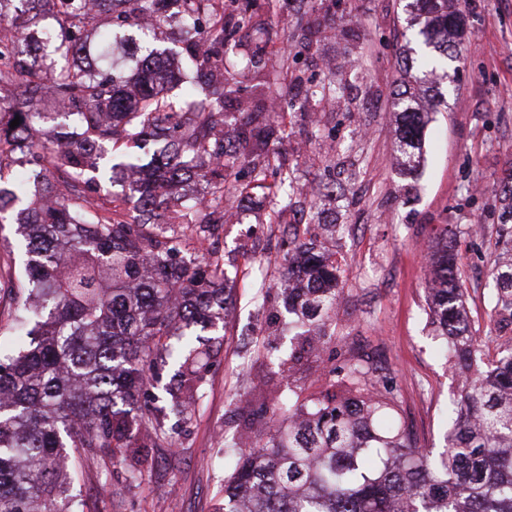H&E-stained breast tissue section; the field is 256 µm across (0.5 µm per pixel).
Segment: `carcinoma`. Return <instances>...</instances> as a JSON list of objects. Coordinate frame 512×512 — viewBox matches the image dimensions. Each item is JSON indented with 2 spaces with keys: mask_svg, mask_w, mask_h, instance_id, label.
<instances>
[{
  "mask_svg": "<svg viewBox=\"0 0 512 512\" xmlns=\"http://www.w3.org/2000/svg\"><path fill=\"white\" fill-rule=\"evenodd\" d=\"M461 0H406L407 47L393 110L404 176L422 158L424 112L407 86L427 76L464 38ZM109 5L98 47L83 33ZM178 5L184 27L204 16L209 43L187 49L185 67L207 78L224 65V12L216 0H0V89L17 93L0 109V223L19 225L22 277L0 286L20 299L18 327L29 342L0 347V512H78L70 459L85 448L124 459L142 431L166 438L165 410L187 412L211 346L201 332L224 326L231 301L224 260L197 251L224 225L232 197L224 169L238 159L224 140V86L190 112L159 89L153 58L130 73L96 69L121 30L145 15L164 23ZM44 49L53 64L42 66ZM25 100L62 103L30 112ZM20 117L19 125L10 122ZM121 151L107 169L98 160ZM138 174L133 210L96 200L101 183ZM209 183L218 203L185 202L183 183ZM288 172L267 161L251 188L269 198ZM500 226L512 224V172L504 179ZM288 335L312 349L326 343L340 298L334 224H290ZM430 318L441 355L461 386L448 402L446 447L419 444L394 395L353 350L318 390L276 398L282 421L248 446L224 442L231 469L222 512H512V238L494 259V330L477 336L466 308L453 240L432 252ZM176 366L178 386L151 392L158 368Z\"/></svg>",
  "mask_w": 512,
  "mask_h": 512,
  "instance_id": "cac0c4a2",
  "label": "carcinoma"
}]
</instances>
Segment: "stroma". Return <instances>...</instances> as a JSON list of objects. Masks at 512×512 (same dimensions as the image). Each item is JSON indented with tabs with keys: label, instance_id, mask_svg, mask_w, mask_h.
Returning a JSON list of instances; mask_svg holds the SVG:
<instances>
[{
	"label": "stroma",
	"instance_id": "obj_1",
	"mask_svg": "<svg viewBox=\"0 0 512 512\" xmlns=\"http://www.w3.org/2000/svg\"><path fill=\"white\" fill-rule=\"evenodd\" d=\"M223 2L225 22L242 10L251 17L224 48V126L244 135V157L256 134L269 133L265 150L293 186L272 201L246 190V166L228 170L243 218L225 223L215 247L235 293L198 398L187 415L167 417V441L137 438L118 464L101 452L77 457L82 512H218L225 437L267 433L276 415L255 416L260 402L276 389H311L332 366L330 343L282 367L288 341L265 332L287 273L285 224L270 223L271 211H283L285 223L315 215L336 225L345 298L329 334L345 337L393 386L422 445L442 446L459 388L425 312L427 251L442 227L457 233L471 314L489 324L500 185L512 171V0H462L465 40L428 81L433 109L409 192L392 114L407 42L399 0Z\"/></svg>",
	"mask_w": 512,
	"mask_h": 512
}]
</instances>
